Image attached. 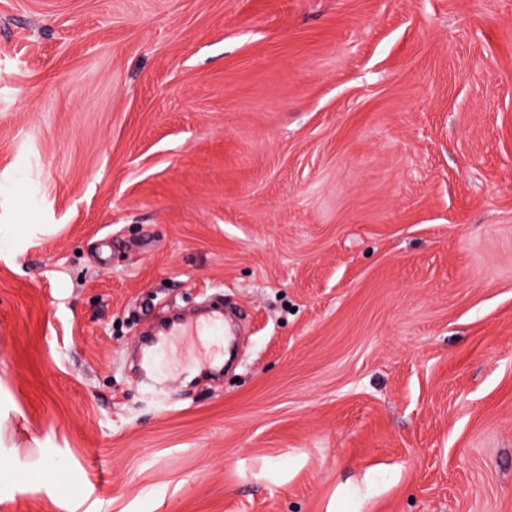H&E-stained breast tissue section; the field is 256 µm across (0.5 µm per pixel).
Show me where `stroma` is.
I'll return each mask as SVG.
<instances>
[{"mask_svg": "<svg viewBox=\"0 0 512 512\" xmlns=\"http://www.w3.org/2000/svg\"><path fill=\"white\" fill-rule=\"evenodd\" d=\"M0 405V512H512V0H0Z\"/></svg>", "mask_w": 512, "mask_h": 512, "instance_id": "stroma-1", "label": "stroma"}]
</instances>
